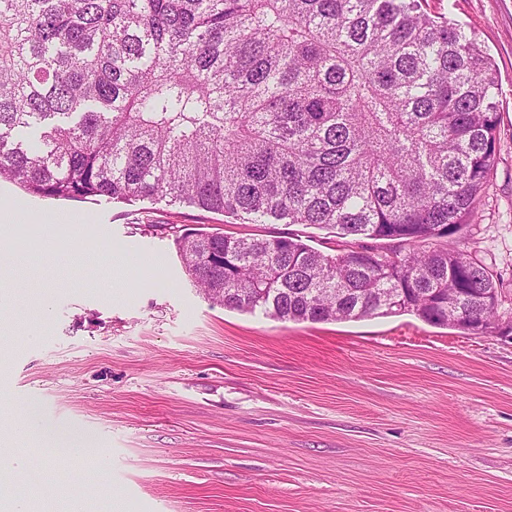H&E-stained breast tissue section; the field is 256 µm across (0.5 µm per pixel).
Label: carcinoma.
Segmentation results:
<instances>
[{"label":"carcinoma","mask_w":512,"mask_h":512,"mask_svg":"<svg viewBox=\"0 0 512 512\" xmlns=\"http://www.w3.org/2000/svg\"><path fill=\"white\" fill-rule=\"evenodd\" d=\"M427 0H0V177L45 198L164 197L248 224L386 240L324 253L295 232L177 240L213 302L280 320L498 317L449 246L490 181L499 88Z\"/></svg>","instance_id":"cac0c4a2"}]
</instances>
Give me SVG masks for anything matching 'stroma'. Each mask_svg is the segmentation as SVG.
<instances>
[{"instance_id":"stroma-1","label":"stroma","mask_w":512,"mask_h":512,"mask_svg":"<svg viewBox=\"0 0 512 512\" xmlns=\"http://www.w3.org/2000/svg\"><path fill=\"white\" fill-rule=\"evenodd\" d=\"M492 58L501 141L459 250L512 320V0H428ZM282 232L167 199L57 200L0 182V459L30 453L32 512H512V340L404 313L277 320L208 301L183 229ZM65 252L47 260L48 246ZM49 307H41V299ZM67 428L52 454L26 405Z\"/></svg>"}]
</instances>
